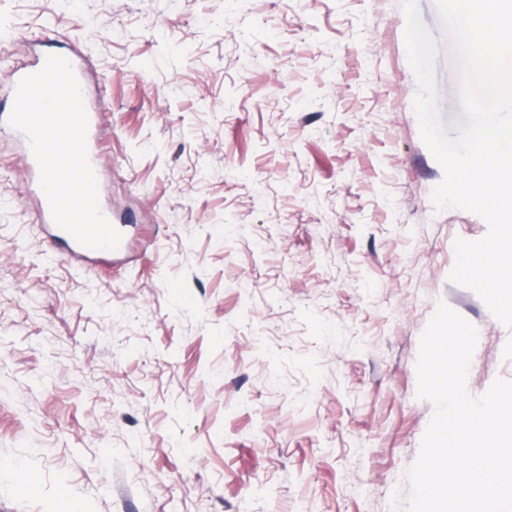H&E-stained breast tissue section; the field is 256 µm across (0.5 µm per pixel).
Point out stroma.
Segmentation results:
<instances>
[{"label": "stroma", "mask_w": 512, "mask_h": 512, "mask_svg": "<svg viewBox=\"0 0 512 512\" xmlns=\"http://www.w3.org/2000/svg\"><path fill=\"white\" fill-rule=\"evenodd\" d=\"M401 2L0 0V99L46 36L85 58L134 220L121 256L53 251L0 134V512H407L438 302L478 330L470 394L512 381V328L448 279L488 226L431 201Z\"/></svg>", "instance_id": "1"}]
</instances>
